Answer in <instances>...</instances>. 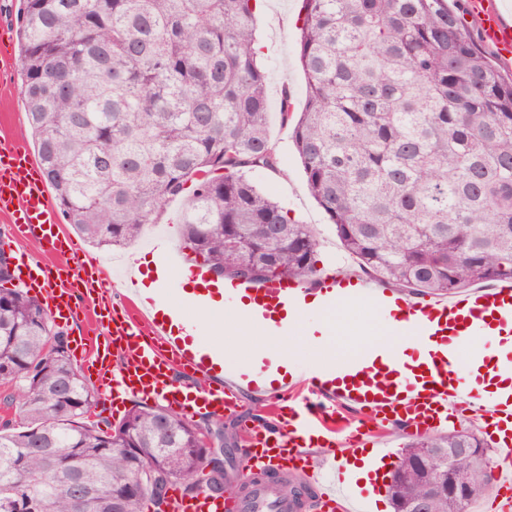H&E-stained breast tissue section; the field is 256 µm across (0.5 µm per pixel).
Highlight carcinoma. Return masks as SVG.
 Wrapping results in <instances>:
<instances>
[{"label":"carcinoma","mask_w":512,"mask_h":512,"mask_svg":"<svg viewBox=\"0 0 512 512\" xmlns=\"http://www.w3.org/2000/svg\"><path fill=\"white\" fill-rule=\"evenodd\" d=\"M258 0H22V94L44 179L67 223L99 249L123 248L189 182L181 247L253 281L310 279L319 241L254 180L280 171L269 132L267 73L255 56ZM301 112L282 102L310 195L361 271L393 288L447 295L512 281V75L475 44L451 0H301ZM0 247V512H163L178 484L237 494L208 470L200 428L171 408L136 405L89 419L98 393L73 366L67 337L13 284ZM485 447L474 431L422 434L400 451L388 487L410 512L448 456ZM462 504L441 492L428 512H470L491 468L455 461ZM300 503L305 492L266 472Z\"/></svg>","instance_id":"carcinoma-1"}]
</instances>
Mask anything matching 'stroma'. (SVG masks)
<instances>
[{
	"instance_id": "obj_1",
	"label": "stroma",
	"mask_w": 512,
	"mask_h": 512,
	"mask_svg": "<svg viewBox=\"0 0 512 512\" xmlns=\"http://www.w3.org/2000/svg\"><path fill=\"white\" fill-rule=\"evenodd\" d=\"M298 8L299 0H270L268 11L257 17L258 40L263 45L262 60L269 71V129L278 147L281 171L277 174L257 173L255 180L265 194L287 209L290 217L314 226L320 240L319 268L328 271L336 269L355 275L359 272L358 266L345 254L331 224L308 193L290 129L283 126L280 119L283 93L291 94L295 110H302L306 101L305 77L295 52V18ZM22 81L21 72L16 71L10 80L0 83V135L7 133L14 136L31 151L35 143L21 93ZM182 206L183 201L179 198L169 202L161 223L145 226L140 238L126 248L101 250L77 236L70 225H63L62 231L75 240L85 255L101 261L106 276L111 279L113 287L117 288L121 285L128 259L154 257L156 247L162 241L171 247H178L175 223ZM330 319L344 325L342 334L330 339H321L312 334L309 320H302L296 334L289 339V361L296 362L317 354L332 360L360 354L368 349L369 337L377 335L379 329L376 314L362 303L341 306L331 314ZM201 327L208 342L221 345L228 355L237 359L254 358L262 345L259 329L243 328L237 315L231 311H217L210 318L202 320ZM237 398L240 413L227 412L218 418L211 414L197 415L193 418L194 423L204 426L218 419L225 425L234 426L239 436L244 437L258 424L275 429L278 419L274 411L286 406L285 400L264 399L246 390L239 391Z\"/></svg>"
}]
</instances>
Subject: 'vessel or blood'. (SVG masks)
<instances>
[{
    "mask_svg": "<svg viewBox=\"0 0 512 512\" xmlns=\"http://www.w3.org/2000/svg\"><path fill=\"white\" fill-rule=\"evenodd\" d=\"M481 14L485 39L512 54V22L495 6L483 7ZM1 214L10 216L17 233L46 243L57 256L54 267H24L27 280L41 288L43 305L53 318L72 316L70 299L79 290L96 293L103 304H117L120 315L112 320L111 350L90 346L84 364L86 376L102 386L106 403L139 398L165 402L184 417L201 411L220 415L236 409L240 385L273 399L288 395L294 385L308 387L309 397L296 401L291 417L273 431L254 427L239 455L246 474L299 477L315 490L317 512H355L356 506L367 505L374 492L350 480L348 461L365 454L379 469L393 455L389 448L367 449L360 430L341 436L325 426V418L334 416L337 407L372 414L379 424L411 436L438 431L449 418L473 412L497 430L494 442L501 454L491 480L495 512H512V402H497L467 382L455 357L457 337H512V282L433 299L339 273L308 280L228 282L221 290L224 307L242 312L252 323L281 330L286 327L281 313L290 307L321 322L331 302H369L395 334L411 337L424 369L415 373L395 353L377 345L365 361L301 362L293 366L287 383L275 382L266 366L228 357L223 384L199 386L194 378L209 373L210 348L199 340L196 322L182 320L178 336H171L134 269H127L124 292L117 299L109 280L89 276L87 261L60 234L62 218L39 164L16 139L5 137L0 138ZM115 351L122 357L117 366L111 359ZM312 448L323 449V464L311 460ZM269 498L264 486L257 487L248 502L206 488L172 495L176 512H265Z\"/></svg>",
    "mask_w": 512,
    "mask_h": 512,
    "instance_id": "1",
    "label": "vessel or blood"
}]
</instances>
